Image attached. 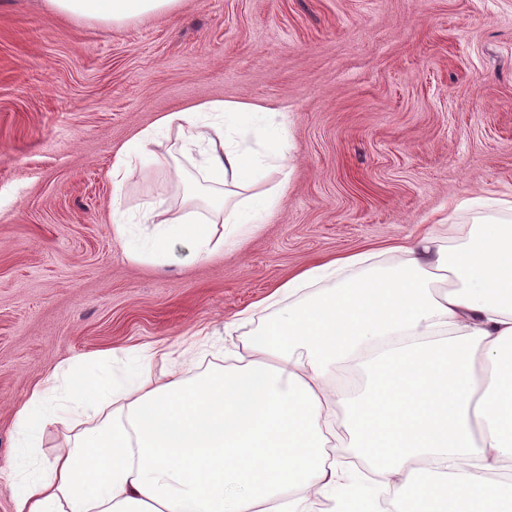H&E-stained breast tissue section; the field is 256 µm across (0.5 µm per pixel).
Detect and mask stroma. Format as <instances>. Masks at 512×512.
<instances>
[{
	"label": "stroma",
	"mask_w": 512,
	"mask_h": 512,
	"mask_svg": "<svg viewBox=\"0 0 512 512\" xmlns=\"http://www.w3.org/2000/svg\"><path fill=\"white\" fill-rule=\"evenodd\" d=\"M224 99L266 107L290 177L262 224L193 261L130 259L110 171L166 113ZM135 160L128 233L175 208L197 164L176 131ZM481 197L488 206L455 209ZM512 201V0H180L102 25L47 0H0V512L15 411L56 368L193 343L192 375L244 352L255 303L302 268L438 219L505 218ZM253 309L243 322L239 312Z\"/></svg>",
	"instance_id": "35a3bbf8"
}]
</instances>
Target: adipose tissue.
Listing matches in <instances>:
<instances>
[{
    "instance_id": "1",
    "label": "adipose tissue",
    "mask_w": 512,
    "mask_h": 512,
    "mask_svg": "<svg viewBox=\"0 0 512 512\" xmlns=\"http://www.w3.org/2000/svg\"><path fill=\"white\" fill-rule=\"evenodd\" d=\"M49 2L115 25L179 0ZM262 112L203 101L130 140L111 171L116 211L132 157L159 131L177 129L181 151L204 157L198 191L211 218L147 208L152 254L179 242L203 257L211 221L235 234L278 204L282 185L250 191L264 165L243 143L257 131L248 117ZM390 251L392 264L368 277L309 293L370 258L354 253L264 298L276 313L236 364L192 377L177 365L154 381L80 360L33 386L15 414L13 512H307L313 496L333 512H512V225H472L451 248L428 234ZM51 426L68 441L28 472Z\"/></svg>"
}]
</instances>
